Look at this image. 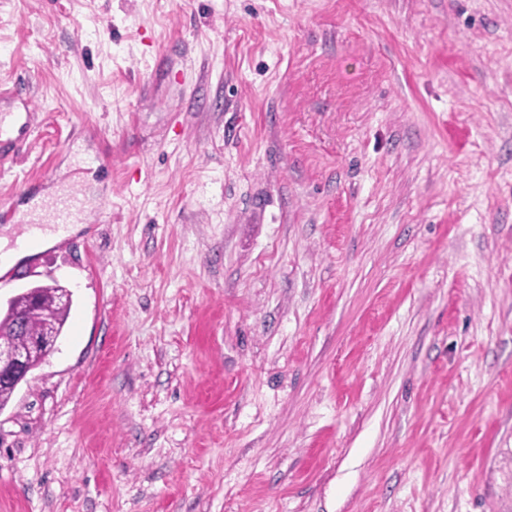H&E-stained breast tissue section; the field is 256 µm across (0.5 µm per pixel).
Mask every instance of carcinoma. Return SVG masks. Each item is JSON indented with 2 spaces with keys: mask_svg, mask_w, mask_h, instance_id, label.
Returning <instances> with one entry per match:
<instances>
[{
  "mask_svg": "<svg viewBox=\"0 0 512 512\" xmlns=\"http://www.w3.org/2000/svg\"><path fill=\"white\" fill-rule=\"evenodd\" d=\"M69 291L59 285H35L11 297L0 315V342L25 344L35 338L39 346L30 347V357L62 336L72 302Z\"/></svg>",
  "mask_w": 512,
  "mask_h": 512,
  "instance_id": "1",
  "label": "carcinoma"
}]
</instances>
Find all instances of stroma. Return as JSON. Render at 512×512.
<instances>
[{
	"mask_svg": "<svg viewBox=\"0 0 512 512\" xmlns=\"http://www.w3.org/2000/svg\"><path fill=\"white\" fill-rule=\"evenodd\" d=\"M0 84L86 211L0 512H512V0H0Z\"/></svg>",
	"mask_w": 512,
	"mask_h": 512,
	"instance_id": "obj_1",
	"label": "stroma"
}]
</instances>
